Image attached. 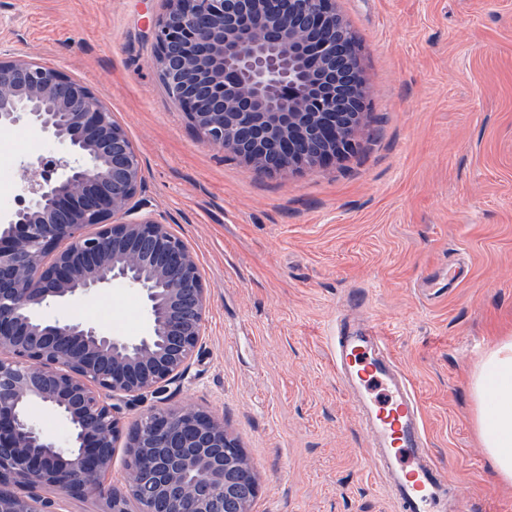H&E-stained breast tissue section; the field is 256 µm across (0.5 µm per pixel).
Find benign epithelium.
<instances>
[{
    "mask_svg": "<svg viewBox=\"0 0 512 512\" xmlns=\"http://www.w3.org/2000/svg\"><path fill=\"white\" fill-rule=\"evenodd\" d=\"M167 3L151 28L157 72L206 142L268 175L357 149L367 86L336 0ZM21 121L60 150L31 162L40 178L0 212V512H62L47 489L110 512H251V468L224 421L192 406L148 408L127 433L124 490L106 483L124 409L188 369L207 292L186 243L136 201L141 161L93 90L1 53L0 127ZM110 281L140 290L145 334L43 315ZM33 404L69 422L65 443L31 421Z\"/></svg>",
    "mask_w": 512,
    "mask_h": 512,
    "instance_id": "obj_1",
    "label": "benign epithelium"
}]
</instances>
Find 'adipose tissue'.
<instances>
[{"label": "adipose tissue", "mask_w": 512, "mask_h": 512, "mask_svg": "<svg viewBox=\"0 0 512 512\" xmlns=\"http://www.w3.org/2000/svg\"><path fill=\"white\" fill-rule=\"evenodd\" d=\"M471 390L482 445L499 477L512 482V336L501 337L485 354Z\"/></svg>", "instance_id": "obj_1"}]
</instances>
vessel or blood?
Masks as SVG:
<instances>
[{"mask_svg":"<svg viewBox=\"0 0 512 512\" xmlns=\"http://www.w3.org/2000/svg\"><path fill=\"white\" fill-rule=\"evenodd\" d=\"M328 348L336 379L367 432L371 466L397 512H462L456 487L428 450L415 387L376 327L338 317Z\"/></svg>","mask_w":512,"mask_h":512,"instance_id":"b4317fda","label":"vessel or blood"}]
</instances>
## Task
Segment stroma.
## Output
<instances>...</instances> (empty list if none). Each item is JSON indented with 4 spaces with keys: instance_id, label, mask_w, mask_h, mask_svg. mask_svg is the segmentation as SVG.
<instances>
[{
    "instance_id": "35a3bbf8",
    "label": "stroma",
    "mask_w": 512,
    "mask_h": 512,
    "mask_svg": "<svg viewBox=\"0 0 512 512\" xmlns=\"http://www.w3.org/2000/svg\"><path fill=\"white\" fill-rule=\"evenodd\" d=\"M370 88L357 151L264 175L206 143L163 87L150 21L166 0H0V53L85 83L140 157L148 212L194 253L201 347L164 406L224 421L258 481L252 512H395L327 337L364 291L411 378L429 450L469 512H512L476 432L472 375L512 333V0H339ZM57 145L0 130L14 188ZM454 272L436 299L419 280ZM135 337L138 289L113 281L46 311Z\"/></svg>"
}]
</instances>
